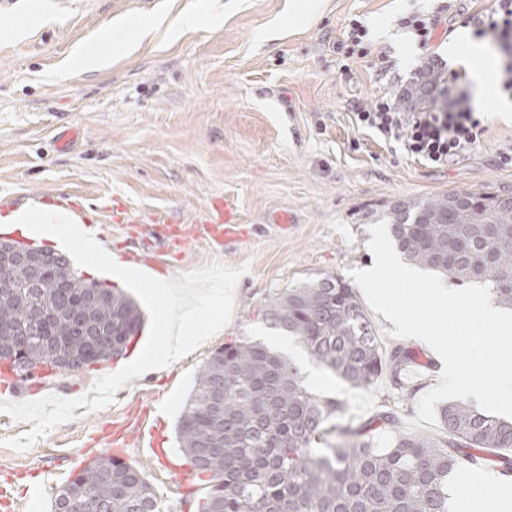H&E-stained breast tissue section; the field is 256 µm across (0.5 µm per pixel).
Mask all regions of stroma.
<instances>
[{
  "label": "stroma",
  "mask_w": 512,
  "mask_h": 512,
  "mask_svg": "<svg viewBox=\"0 0 512 512\" xmlns=\"http://www.w3.org/2000/svg\"><path fill=\"white\" fill-rule=\"evenodd\" d=\"M305 0H0V200L14 207L63 192L74 196L96 225L113 257L138 247L150 218L181 224L199 220L210 199L226 198L238 210L243 235L217 249L205 240L174 247L156 243L161 275L171 278L213 260L248 266L235 290L230 323L188 357L163 371L131 379L114 401L52 428L28 448L10 439L31 423L0 414V512H49L56 492L71 481L86 450L108 451L113 434L132 435L142 408L160 428L167 449L176 446L178 415L200 366L217 348L242 337L270 343L275 335L260 309L275 292L319 273L347 278L373 261L369 228L392 203L456 191L512 195V165L500 158L512 144V112L503 113L499 91L476 98L486 132L469 156L445 169L407 157L351 123V105L371 102L394 85H409L422 63L461 69L448 57V39L494 0H453L442 14L428 56H420L402 22L436 9L441 0H318L304 17ZM220 9L216 28L172 37L170 30L191 11ZM35 20L23 35L8 36L20 16ZM153 18L160 26L141 42H127L123 22ZM369 30L365 52L347 59L338 40L354 22ZM123 41L110 68L74 75L68 61L104 29ZM391 68L380 73L379 55ZM74 128L65 151L57 133ZM141 214L144 224L113 223L116 203ZM292 221L282 225L281 213ZM369 318L383 349L412 348L417 373L403 377L407 402L387 378L354 388L314 364L295 360L305 379L321 376L313 393L343 405L337 430L366 428L378 447L391 430L379 415L395 401L400 421L416 418L418 399L440 383L429 370L431 350L413 339L390 337L380 314ZM121 359L57 374L60 396L86 394L99 377L115 373ZM126 461L145 475L167 505L178 507L184 485L164 462L143 461L138 449Z\"/></svg>",
  "instance_id": "35a3bbf8"
}]
</instances>
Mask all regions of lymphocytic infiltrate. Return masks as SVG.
Instances as JSON below:
<instances>
[{
	"instance_id": "f902f5d3",
	"label": "lymphocytic infiltrate",
	"mask_w": 512,
	"mask_h": 512,
	"mask_svg": "<svg viewBox=\"0 0 512 512\" xmlns=\"http://www.w3.org/2000/svg\"><path fill=\"white\" fill-rule=\"evenodd\" d=\"M474 34L489 40L500 57L499 88L512 96V0H497L496 7L479 14ZM398 93L388 91L371 103H354L351 121L381 140L397 142L408 156L433 168L473 151L485 132L467 83L449 71L439 86L436 103L422 108H400Z\"/></svg>"
}]
</instances>
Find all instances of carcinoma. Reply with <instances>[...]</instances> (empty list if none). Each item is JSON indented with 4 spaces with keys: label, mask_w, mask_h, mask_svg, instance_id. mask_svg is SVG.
Here are the masks:
<instances>
[{
    "label": "carcinoma",
    "mask_w": 512,
    "mask_h": 512,
    "mask_svg": "<svg viewBox=\"0 0 512 512\" xmlns=\"http://www.w3.org/2000/svg\"><path fill=\"white\" fill-rule=\"evenodd\" d=\"M439 80L426 65L421 82L403 102H427ZM398 249L414 264L457 282L479 281L512 308V196L457 191L394 203L386 212ZM48 279L32 284L24 267L0 258V350L26 335L16 371L24 375L60 358L97 347L95 360L112 359V347H129L143 323L136 303L107 289L110 308L90 310L84 334H71L73 308L87 302L95 280L77 275L67 256ZM266 324L294 338L307 355L354 387L385 375L401 386L410 350L383 351L353 287L323 274L287 288L261 307ZM224 391V421L206 412L216 389ZM342 411L333 399L311 392L299 367L262 342L240 339L216 350L201 366L177 422L176 434L196 478L208 493L183 504L195 512H449L450 486L463 457L488 450L512 472V419L490 415L464 400L439 409L445 436L432 439L400 429L394 411L380 420L392 430L385 448L366 431L354 441L328 440L327 424ZM50 512H168L142 466L109 454L86 458L75 478L56 493Z\"/></svg>",
    "instance_id": "cac0c4a2"
}]
</instances>
